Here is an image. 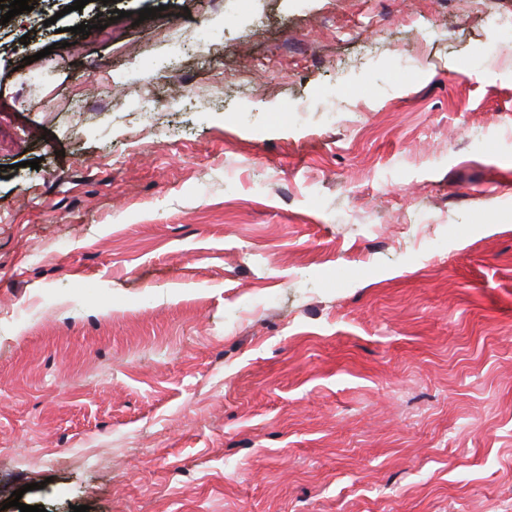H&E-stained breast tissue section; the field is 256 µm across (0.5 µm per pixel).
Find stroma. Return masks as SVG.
I'll return each mask as SVG.
<instances>
[{
    "label": "stroma",
    "instance_id": "1",
    "mask_svg": "<svg viewBox=\"0 0 512 512\" xmlns=\"http://www.w3.org/2000/svg\"><path fill=\"white\" fill-rule=\"evenodd\" d=\"M73 2L0 25L6 512H512V0Z\"/></svg>",
    "mask_w": 512,
    "mask_h": 512
}]
</instances>
